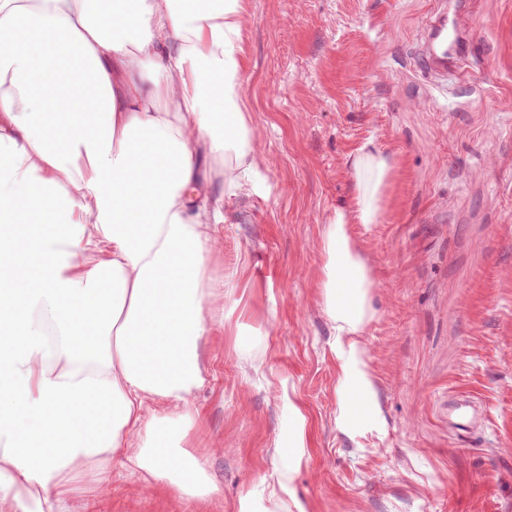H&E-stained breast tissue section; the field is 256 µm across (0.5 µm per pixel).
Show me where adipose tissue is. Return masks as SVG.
I'll return each instance as SVG.
<instances>
[{
	"label": "adipose tissue",
	"instance_id": "obj_1",
	"mask_svg": "<svg viewBox=\"0 0 512 512\" xmlns=\"http://www.w3.org/2000/svg\"><path fill=\"white\" fill-rule=\"evenodd\" d=\"M242 42V0H0V503L14 512H64L111 483L119 452L184 501L221 493L190 436L202 341L235 285L212 274L215 228L266 189ZM348 166L350 201L321 232L344 432L379 416L359 341L374 280L351 227L384 222L396 159L369 140ZM306 427L289 405L273 499L296 497Z\"/></svg>",
	"mask_w": 512,
	"mask_h": 512
}]
</instances>
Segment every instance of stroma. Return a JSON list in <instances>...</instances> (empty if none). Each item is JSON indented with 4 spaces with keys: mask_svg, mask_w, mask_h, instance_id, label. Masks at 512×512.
<instances>
[{
    "mask_svg": "<svg viewBox=\"0 0 512 512\" xmlns=\"http://www.w3.org/2000/svg\"><path fill=\"white\" fill-rule=\"evenodd\" d=\"M472 57L440 76L420 60L449 0H244L243 97L270 196L233 198L214 277L236 272L232 315L203 341L195 453L222 494L190 504L112 461V482L69 512H512V0H462ZM397 169L383 223L354 225L375 286L361 336L380 409L336 425L340 369L321 303L322 226L349 199L367 139ZM452 393L489 424L448 429ZM308 419L296 502L267 476Z\"/></svg>",
    "mask_w": 512,
    "mask_h": 512,
    "instance_id": "stroma-1",
    "label": "stroma"
}]
</instances>
